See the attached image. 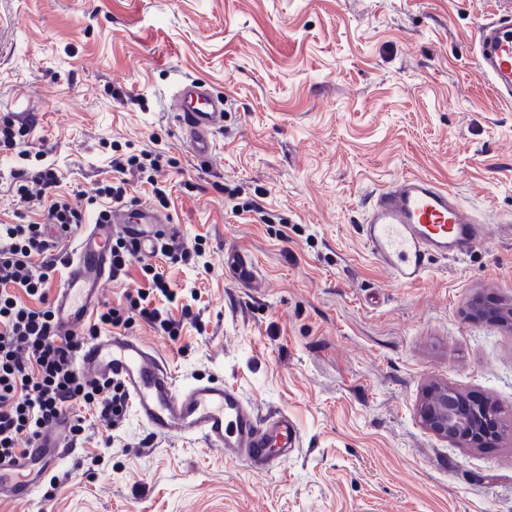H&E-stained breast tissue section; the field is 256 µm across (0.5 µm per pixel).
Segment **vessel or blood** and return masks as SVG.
Returning a JSON list of instances; mask_svg holds the SVG:
<instances>
[{
	"mask_svg": "<svg viewBox=\"0 0 512 512\" xmlns=\"http://www.w3.org/2000/svg\"><path fill=\"white\" fill-rule=\"evenodd\" d=\"M494 17L483 19L476 62L492 92L512 101V0H499ZM173 118L189 152L208 166L216 135L224 127L225 100L197 79L180 81L172 96ZM162 225L163 240L180 239L179 225L164 223L150 207L131 201L113 207L106 224H83L75 232L68 275L55 290L60 335L81 332L99 303L112 267L109 243L121 235L133 240L139 258L156 254L159 240L144 233ZM360 234L369 253L401 285L423 280L434 257H462L482 245L487 233L480 221L446 187L423 176H405L369 198ZM78 366L91 374L120 381L139 417L161 437L198 436L226 457L256 473L270 472L295 453L298 430L283 413L260 419L239 391L218 380L179 390L166 364L138 338L112 332L88 339L77 352ZM68 414L29 445L26 454L0 461V496L31 499L41 474L55 469L72 452Z\"/></svg>",
	"mask_w": 512,
	"mask_h": 512,
	"instance_id": "vessel-or-blood-1",
	"label": "vessel or blood"
}]
</instances>
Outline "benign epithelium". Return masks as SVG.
I'll return each mask as SVG.
<instances>
[{"instance_id": "1", "label": "benign epithelium", "mask_w": 512, "mask_h": 512, "mask_svg": "<svg viewBox=\"0 0 512 512\" xmlns=\"http://www.w3.org/2000/svg\"><path fill=\"white\" fill-rule=\"evenodd\" d=\"M474 315L500 322L512 328V307L474 306ZM497 416L496 409L467 403L460 394L447 387L434 389L423 409L422 417L430 430L462 446L477 447L485 439V426Z\"/></svg>"}]
</instances>
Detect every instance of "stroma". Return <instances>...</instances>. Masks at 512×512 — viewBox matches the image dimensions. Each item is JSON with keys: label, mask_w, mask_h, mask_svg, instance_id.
Returning <instances> with one entry per match:
<instances>
[{"label": "stroma", "mask_w": 512, "mask_h": 512, "mask_svg": "<svg viewBox=\"0 0 512 512\" xmlns=\"http://www.w3.org/2000/svg\"><path fill=\"white\" fill-rule=\"evenodd\" d=\"M493 0H0V116L24 125L0 147V213L13 174L52 164L61 192L112 183L114 159L160 153L129 200L199 241L202 256L152 259L177 293L170 336L126 328L178 387L219 379L260 414H287L300 446L258 475L197 436H156L134 408L89 422L54 470V498L0 512H512V428L462 448L419 416L427 389L488 400L512 421V329L469 316L512 303V102L474 65ZM185 77L223 92L208 166L169 111ZM420 174L493 231L412 286L369 255L371 193ZM168 194L160 202L155 188ZM237 247L256 273H224ZM157 301L139 260L103 307Z\"/></svg>", "instance_id": "stroma-1"}]
</instances>
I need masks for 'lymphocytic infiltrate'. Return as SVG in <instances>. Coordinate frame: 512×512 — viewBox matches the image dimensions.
<instances>
[{
	"instance_id": "1",
	"label": "lymphocytic infiltrate",
	"mask_w": 512,
	"mask_h": 512,
	"mask_svg": "<svg viewBox=\"0 0 512 512\" xmlns=\"http://www.w3.org/2000/svg\"><path fill=\"white\" fill-rule=\"evenodd\" d=\"M38 193L18 187L19 202L44 206L43 221L0 224V458L17 454L21 438H36L74 403L96 406L98 419L112 426L126 410L120 383L80 373L76 354L87 333L59 335L51 311L50 278L64 263L62 245L73 225L86 221L83 192L57 194V170L34 173ZM23 289L38 307L18 302Z\"/></svg>"
}]
</instances>
